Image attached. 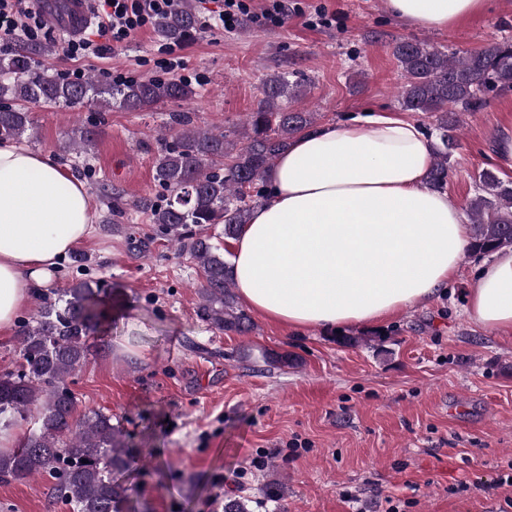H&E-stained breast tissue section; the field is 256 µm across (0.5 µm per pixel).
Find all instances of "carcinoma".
Returning a JSON list of instances; mask_svg holds the SVG:
<instances>
[{"mask_svg": "<svg viewBox=\"0 0 512 512\" xmlns=\"http://www.w3.org/2000/svg\"><path fill=\"white\" fill-rule=\"evenodd\" d=\"M194 8L185 4L161 18L158 33L181 42L201 30ZM46 42H20L0 55V140L36 136L33 109L44 105L81 106L97 103L139 112L172 100L187 101L196 91L184 79L114 82L105 74L68 80L40 67L53 55ZM392 54L403 83L398 100L403 110L434 118L438 143L427 185L442 190L448 184L452 157L459 146L457 113L480 112L498 92L512 88V40L487 44L477 51L459 52L426 41H399ZM309 80L281 72L262 80L254 112L232 131L210 132L192 126L178 113L172 140L160 139L153 177L166 194L141 197L131 206L161 233L186 249L203 274L201 317L224 331L251 330L249 315L231 291L229 264L220 247L206 234L221 224L224 237L237 238L252 210L267 196L266 174L278 156L300 133L316 126L318 113L294 110L288 100L307 94ZM98 131L80 124L64 141L70 152L86 153ZM468 253L480 259L512 248V182L491 172L479 175L471 199ZM101 288L83 280L60 291L39 294L37 314L17 321L20 364L0 373V429L20 421L32 427L18 447L0 452V482L41 477L51 497L69 512H122V492L112 475L132 463L112 416L95 411L74 419L75 396L70 389L107 319L108 303Z\"/></svg>", "mask_w": 512, "mask_h": 512, "instance_id": "obj_1", "label": "carcinoma"}]
</instances>
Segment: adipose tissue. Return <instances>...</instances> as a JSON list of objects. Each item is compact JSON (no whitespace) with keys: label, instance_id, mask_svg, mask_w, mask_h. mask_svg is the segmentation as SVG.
<instances>
[{"label":"adipose tissue","instance_id":"adipose-tissue-1","mask_svg":"<svg viewBox=\"0 0 512 512\" xmlns=\"http://www.w3.org/2000/svg\"><path fill=\"white\" fill-rule=\"evenodd\" d=\"M490 0H386L422 30L451 31ZM431 136L370 112L300 134L267 177L272 192L235 242L232 278L253 312L291 329L377 323L448 286L469 227L426 187ZM91 196L49 152L0 142V334L49 288L91 233ZM466 311L512 334V248L477 269Z\"/></svg>","mask_w":512,"mask_h":512}]
</instances>
